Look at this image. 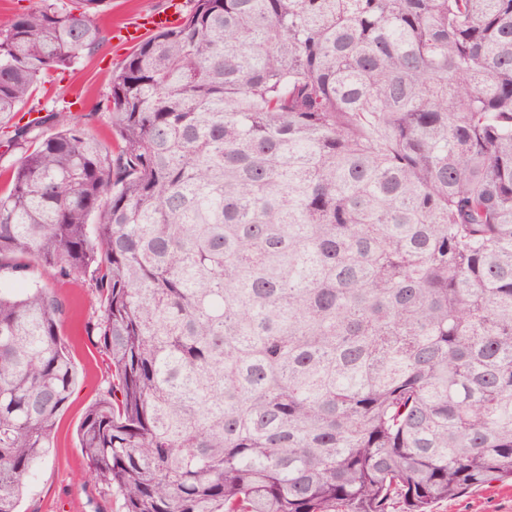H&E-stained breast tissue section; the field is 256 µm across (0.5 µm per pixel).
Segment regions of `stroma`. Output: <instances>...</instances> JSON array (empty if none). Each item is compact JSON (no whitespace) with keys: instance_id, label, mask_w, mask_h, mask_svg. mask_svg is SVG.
<instances>
[{"instance_id":"35a3bbf8","label":"stroma","mask_w":512,"mask_h":512,"mask_svg":"<svg viewBox=\"0 0 512 512\" xmlns=\"http://www.w3.org/2000/svg\"><path fill=\"white\" fill-rule=\"evenodd\" d=\"M187 7V0H107L96 17L108 36L106 43L95 55L60 75L57 98H41V105L69 108L75 121L107 148L116 149L110 115L97 111L96 105L106 93V72L121 65L132 48L113 38L112 32L155 11L170 12L178 21ZM38 279L62 303L60 334L74 360L76 380L71 398L57 419L50 449L35 466L18 512H122V500L116 493L85 480L86 464L76 438L85 412L112 380L96 337L99 295L86 279H56L43 273ZM434 512H512V479L464 490L439 501Z\"/></svg>"}]
</instances>
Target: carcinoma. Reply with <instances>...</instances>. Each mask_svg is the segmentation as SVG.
<instances>
[{"label": "carcinoma", "instance_id": "carcinoma-1", "mask_svg": "<svg viewBox=\"0 0 512 512\" xmlns=\"http://www.w3.org/2000/svg\"><path fill=\"white\" fill-rule=\"evenodd\" d=\"M104 3L0 26V271L101 297L86 478L124 512H433L512 477V0H188L106 75L115 153L13 121ZM61 312L0 287V512L73 392Z\"/></svg>", "mask_w": 512, "mask_h": 512}]
</instances>
